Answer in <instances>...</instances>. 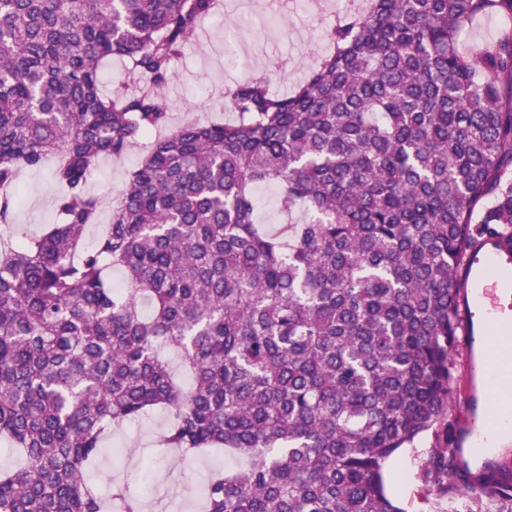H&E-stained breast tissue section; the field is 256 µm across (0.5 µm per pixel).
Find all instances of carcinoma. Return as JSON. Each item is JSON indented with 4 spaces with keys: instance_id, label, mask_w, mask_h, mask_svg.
Masks as SVG:
<instances>
[{
    "instance_id": "obj_1",
    "label": "carcinoma",
    "mask_w": 512,
    "mask_h": 512,
    "mask_svg": "<svg viewBox=\"0 0 512 512\" xmlns=\"http://www.w3.org/2000/svg\"><path fill=\"white\" fill-rule=\"evenodd\" d=\"M492 13L512 0H365L291 94L252 78L226 92L233 121L171 128L159 89L216 0H0L1 225L22 170L60 156L56 223L0 243V440L19 457L0 512H145L84 472L156 408L160 447L245 461L213 471L205 512H403L385 466L448 411L468 249L490 224L512 241V31L458 50ZM114 60L148 88L104 92ZM136 148L88 247L90 174ZM263 186L305 220L260 224ZM456 444L426 460L448 512ZM468 489L512 512V473ZM504 24L505 21L496 15L476 18L463 32L459 50L465 55H472L489 48Z\"/></svg>"
}]
</instances>
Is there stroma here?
Segmentation results:
<instances>
[{
  "label": "stroma",
  "instance_id": "35a3bbf8",
  "mask_svg": "<svg viewBox=\"0 0 512 512\" xmlns=\"http://www.w3.org/2000/svg\"><path fill=\"white\" fill-rule=\"evenodd\" d=\"M337 0H229L223 16L204 20L190 44L173 62L174 76L163 89L162 98L176 120L221 118L233 120L225 106V93L235 83L272 73L270 89L283 95L300 84L307 71L324 53L327 43L313 20L336 18ZM142 157L135 150L119 159L97 163L89 181L90 191L111 199L118 195ZM20 205L16 214L19 229L33 234L55 223L56 188L48 167L23 172L20 176ZM454 398L450 414L464 420L469 414L484 415L474 407L467 391L471 370L470 345L462 343L451 356ZM168 422L155 412L140 423L113 429L104 442L105 454L87 469L90 483L107 486L113 478L129 479L141 487L151 482L157 494L146 512H204L200 495L189 487L202 486L220 459L206 452L181 459L178 452L160 448L158 435ZM443 444L441 431L424 433L414 447L389 459L386 474L389 491L404 512H448L447 499L429 482L424 461L430 451ZM232 464V457L221 459Z\"/></svg>",
  "mask_w": 512,
  "mask_h": 512
}]
</instances>
